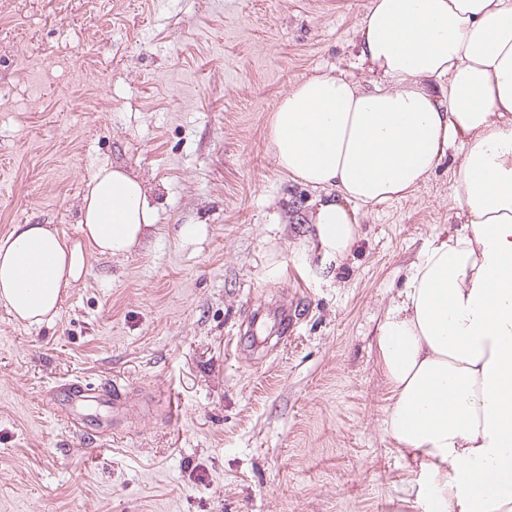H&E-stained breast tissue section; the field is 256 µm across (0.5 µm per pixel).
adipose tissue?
<instances>
[{"label":"adipose tissue","mask_w":512,"mask_h":512,"mask_svg":"<svg viewBox=\"0 0 512 512\" xmlns=\"http://www.w3.org/2000/svg\"><path fill=\"white\" fill-rule=\"evenodd\" d=\"M373 79L307 76L270 118L277 166L324 193L310 216L325 259L358 239L356 208L419 187L448 146L463 222L413 265L377 335L384 430L428 512H512V0H372L358 27ZM80 236L18 224L0 238V305L52 322L88 258L126 256L155 225L145 183L100 167Z\"/></svg>","instance_id":"obj_1"}]
</instances>
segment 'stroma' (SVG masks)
<instances>
[{
  "instance_id": "35a3bbf8",
  "label": "stroma",
  "mask_w": 512,
  "mask_h": 512,
  "mask_svg": "<svg viewBox=\"0 0 512 512\" xmlns=\"http://www.w3.org/2000/svg\"><path fill=\"white\" fill-rule=\"evenodd\" d=\"M370 3L0 0V237H77L103 166L157 210L131 254L91 258L54 323L0 307V512H423L384 431L376 338L425 244L460 221L457 150L405 197L359 207L337 265L308 219L322 191L268 150L297 81L367 78ZM72 379L124 392L99 433L44 405Z\"/></svg>"
}]
</instances>
